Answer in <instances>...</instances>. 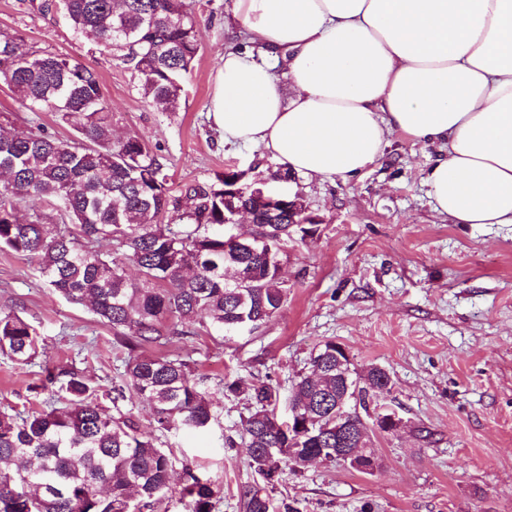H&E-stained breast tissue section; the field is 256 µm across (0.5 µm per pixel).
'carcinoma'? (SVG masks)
<instances>
[{"label": "carcinoma", "instance_id": "cac0c4a2", "mask_svg": "<svg viewBox=\"0 0 512 512\" xmlns=\"http://www.w3.org/2000/svg\"><path fill=\"white\" fill-rule=\"evenodd\" d=\"M77 33L90 34L138 76L146 99L174 112L183 75L199 53L190 0H54ZM0 81L31 112H51L76 139L63 140L42 125H0V251L36 261L45 283L66 301H89L112 328L122 371L103 392L74 366L43 368L45 386L67 397V406L19 413L0 410V512H136L133 498L160 505L167 497L176 458L161 448L172 433H202L217 420L208 378L180 358L151 356L146 346L174 337L192 341L212 332L258 329L286 300L281 277L283 247L317 231L316 222L288 206L253 208L254 233L246 247L224 240L232 210L252 204L253 185L243 180L230 194L222 173L170 195L169 174L157 147L139 133L113 139L112 112L97 74L82 62L31 49L19 33L0 35ZM43 210L18 219L22 202ZM139 279L131 281L126 264ZM36 329L0 312V352L17 365L34 364ZM314 376L301 375L288 395L289 415L278 416L280 391L270 382H222L227 395H243L252 409L243 439L262 483L242 487L246 512H299L273 501L268 489L292 462L336 447L328 425L336 393V342L311 357ZM350 382L379 398L390 392L386 370H352ZM136 399L150 407L144 427L123 410ZM182 496L190 512H212L220 493L211 480L182 465Z\"/></svg>", "mask_w": 512, "mask_h": 512}]
</instances>
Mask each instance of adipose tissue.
<instances>
[{
  "label": "adipose tissue",
  "mask_w": 512,
  "mask_h": 512,
  "mask_svg": "<svg viewBox=\"0 0 512 512\" xmlns=\"http://www.w3.org/2000/svg\"><path fill=\"white\" fill-rule=\"evenodd\" d=\"M270 62L228 47L210 104L225 143L348 179L393 133L439 145L426 176L454 224H512V0H234Z\"/></svg>",
  "instance_id": "ef3b65f1"
}]
</instances>
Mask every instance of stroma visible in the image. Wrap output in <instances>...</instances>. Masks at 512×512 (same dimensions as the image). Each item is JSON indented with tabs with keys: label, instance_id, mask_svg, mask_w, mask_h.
<instances>
[{
	"label": "stroma",
	"instance_id": "stroma-1",
	"mask_svg": "<svg viewBox=\"0 0 512 512\" xmlns=\"http://www.w3.org/2000/svg\"><path fill=\"white\" fill-rule=\"evenodd\" d=\"M45 0H0V34H23L35 50L84 62L100 81L112 131L139 133L157 145L172 195L208 183L226 165L250 180L286 187L319 221L305 241H291L282 276L288 299L265 324L216 343L173 339L165 354L194 364L210 385L218 420L204 434H173L165 448L197 466L220 489L213 512H244L242 486L256 478L240 438L250 405L224 396L230 377L265 381L288 393L324 342L344 345L352 367L387 370L380 407L401 425L374 433L375 472L336 463L285 469L272 495L300 512H512V224H454L433 208L425 183L439 146L396 133L362 174L320 180L291 173L262 147L225 144L209 116L226 47L241 50L233 0H192L199 54L183 77L171 112L144 99L137 77L116 52L74 33ZM63 139L72 130L49 112L19 109L0 83V113ZM36 263L0 251V312H14L40 336L35 365L0 356V408L64 407L41 385L42 367L72 364L91 387L116 375L111 328L88 307L66 302L43 283ZM235 438V446L224 443Z\"/></svg>",
	"mask_w": 512,
	"mask_h": 512
}]
</instances>
